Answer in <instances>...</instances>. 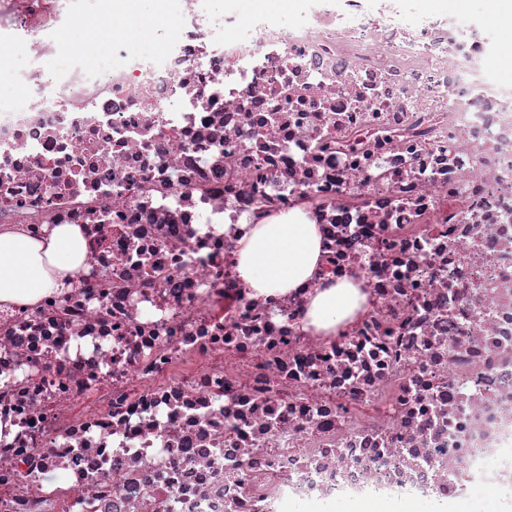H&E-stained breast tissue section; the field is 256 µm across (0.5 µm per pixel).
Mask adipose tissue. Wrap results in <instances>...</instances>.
<instances>
[{"label":"adipose tissue","mask_w":512,"mask_h":512,"mask_svg":"<svg viewBox=\"0 0 512 512\" xmlns=\"http://www.w3.org/2000/svg\"><path fill=\"white\" fill-rule=\"evenodd\" d=\"M321 255L316 225L276 219L257 224L240 240L237 269L245 287L261 295L285 294L312 275ZM86 262V241L75 224H59L43 239L9 227L0 228V303L33 305L72 288ZM361 296L351 283L316 289L307 319L322 331L351 317Z\"/></svg>","instance_id":"adipose-tissue-1"}]
</instances>
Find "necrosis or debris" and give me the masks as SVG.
Returning <instances> with one entry per match:
<instances>
[{"mask_svg": "<svg viewBox=\"0 0 512 512\" xmlns=\"http://www.w3.org/2000/svg\"><path fill=\"white\" fill-rule=\"evenodd\" d=\"M154 2L0 0V224L87 249L74 288L0 307V512H507L512 0H483L494 40L470 0ZM289 214L320 263L254 295L237 243ZM342 280L365 311L307 329Z\"/></svg>", "mask_w": 512, "mask_h": 512, "instance_id": "4bbe7bcc", "label": "necrosis or debris"}]
</instances>
